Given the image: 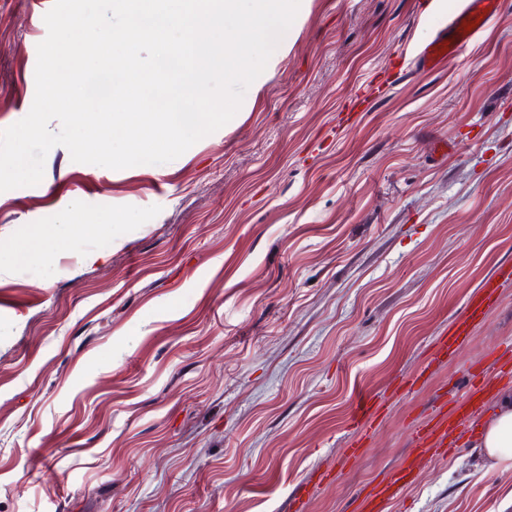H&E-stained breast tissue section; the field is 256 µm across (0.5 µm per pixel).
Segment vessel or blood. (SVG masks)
Segmentation results:
<instances>
[{"mask_svg":"<svg viewBox=\"0 0 512 512\" xmlns=\"http://www.w3.org/2000/svg\"><path fill=\"white\" fill-rule=\"evenodd\" d=\"M502 0H459L456 8L434 28L432 38L416 51V60L422 70L431 71L444 66L461 54L476 36L483 33L501 10ZM512 283V265L499 267L486 278L471 295L467 308L447 334L439 336L433 343L431 362H440L456 355L458 347L486 314L497 306L500 290ZM512 376V344L503 351L491 352L484 366L471 374L467 391L451 404L439 405L433 425L419 426L414 450L420 455L440 458L448 451V432L452 427L451 418L456 414L470 415L476 403L489 396L497 381ZM379 414L372 401L360 403L352 417L358 433L353 450H360L368 438L372 425ZM417 475L413 465H402L383 488L369 493L363 503L362 512H385L388 503L402 489L415 482Z\"/></svg>","mask_w":512,"mask_h":512,"instance_id":"obj_1","label":"vessel or blood"}]
</instances>
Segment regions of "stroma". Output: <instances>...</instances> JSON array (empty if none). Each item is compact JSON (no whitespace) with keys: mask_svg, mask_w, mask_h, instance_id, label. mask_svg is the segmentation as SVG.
<instances>
[{"mask_svg":"<svg viewBox=\"0 0 512 512\" xmlns=\"http://www.w3.org/2000/svg\"><path fill=\"white\" fill-rule=\"evenodd\" d=\"M456 4L306 0L226 129L122 170L58 145L40 184L0 192V250L70 206L102 227L67 232L53 274L0 273V512H289L302 483L305 512H357L468 367L512 343L511 287L454 360L424 367L512 263V0L417 71ZM52 5L0 0V130L31 108ZM366 398L382 412L351 459ZM473 437L422 461L388 512H502L512 462L488 466Z\"/></svg>","mask_w":512,"mask_h":512,"instance_id":"obj_1","label":"stroma"}]
</instances>
